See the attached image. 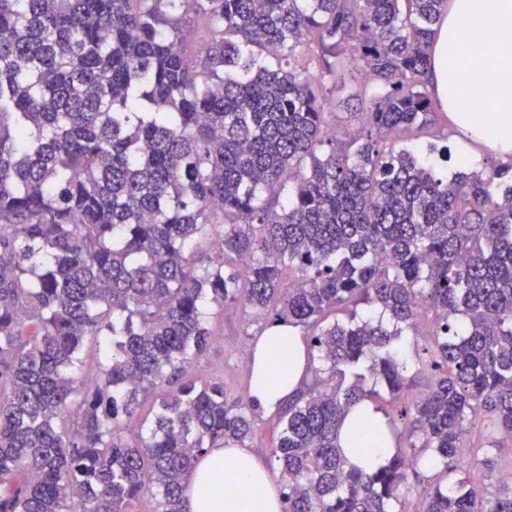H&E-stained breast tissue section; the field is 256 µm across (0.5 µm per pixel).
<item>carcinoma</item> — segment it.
I'll list each match as a JSON object with an SVG mask.
<instances>
[{
  "mask_svg": "<svg viewBox=\"0 0 512 512\" xmlns=\"http://www.w3.org/2000/svg\"><path fill=\"white\" fill-rule=\"evenodd\" d=\"M447 10L0 0V512H186L202 453L254 434L250 395L186 374L214 305L309 330L269 448L285 512H407L428 451L415 512H512V164L450 176L448 147L387 141L442 113ZM336 93L364 104L352 136ZM428 312L416 395L400 337ZM362 402L394 448L377 467L340 447Z\"/></svg>",
  "mask_w": 512,
  "mask_h": 512,
  "instance_id": "carcinoma-1",
  "label": "carcinoma"
}]
</instances>
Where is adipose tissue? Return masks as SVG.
I'll return each mask as SVG.
<instances>
[{"mask_svg":"<svg viewBox=\"0 0 512 512\" xmlns=\"http://www.w3.org/2000/svg\"><path fill=\"white\" fill-rule=\"evenodd\" d=\"M428 77L437 98L465 139L512 156V0H448L434 42ZM490 111H475L476 99ZM292 341L295 358L277 362L288 382L268 385L255 375L251 395L259 407L277 410L301 385L306 367L304 341L296 329L280 324L261 338ZM186 512H282L279 488L264 460L249 448H212L189 476Z\"/></svg>","mask_w":512,"mask_h":512,"instance_id":"obj_1","label":"adipose tissue"}]
</instances>
